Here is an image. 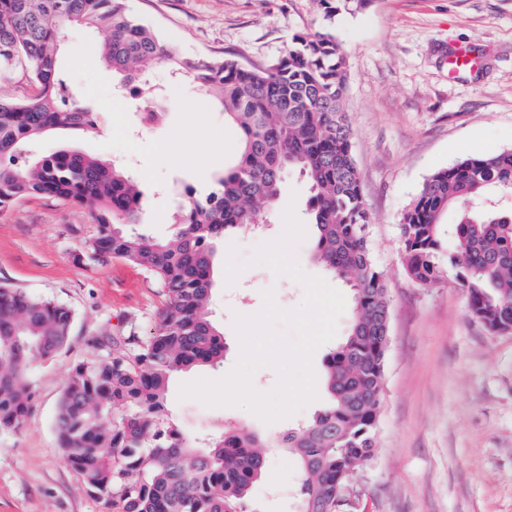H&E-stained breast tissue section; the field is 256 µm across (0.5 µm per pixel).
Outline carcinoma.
Segmentation results:
<instances>
[{"instance_id": "1", "label": "carcinoma", "mask_w": 512, "mask_h": 512, "mask_svg": "<svg viewBox=\"0 0 512 512\" xmlns=\"http://www.w3.org/2000/svg\"><path fill=\"white\" fill-rule=\"evenodd\" d=\"M106 34L95 57L125 88L166 64L178 79L210 93L241 135L239 160L209 193L185 188L177 234L157 241L133 231L142 193L118 163L79 151L48 156L29 146L54 129H96V112L70 104L59 49L64 30ZM288 53L263 66L186 54L127 13L125 0H0V79L22 76L27 89L0 95V211L49 197L94 213L82 256L118 260L150 274L163 306L147 336H127L112 359L71 368L55 421L67 465L108 512H246L266 465L262 449L285 448L299 465L302 512H336L355 470L372 456L383 402L389 336L384 273L370 247L371 217L343 107L346 60L324 30L293 38ZM146 122L159 98H141ZM310 185L315 257L352 291L345 341L325 359L328 405L273 441L243 428L192 439L167 407L171 378L224 362V337L210 308L214 242L232 229L254 230L279 197L285 173ZM512 196V149L468 156L432 173L401 217L403 265L418 285L453 272L470 314L489 332L512 329V210H473L480 195ZM456 219L445 246L441 219ZM74 319L65 304L0 284V432L18 429L33 403V357H54Z\"/></svg>"}]
</instances>
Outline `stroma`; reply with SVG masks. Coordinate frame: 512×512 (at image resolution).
I'll return each instance as SVG.
<instances>
[{"mask_svg": "<svg viewBox=\"0 0 512 512\" xmlns=\"http://www.w3.org/2000/svg\"><path fill=\"white\" fill-rule=\"evenodd\" d=\"M131 16L165 42L205 58L264 65L285 53L294 35L332 29L346 58L345 109L352 150L372 217L371 247L390 299V341L384 402L371 458L354 474L355 512H512V331L493 334L471 317L453 274L421 286L401 262L398 224L427 177L454 161L512 149V0H368L325 19L319 0H126ZM97 32L72 27L60 65L74 102L97 112L95 131H55L38 150H78L116 161L143 192L137 232L163 241L176 229L186 187L209 189L241 153L237 128L203 91L157 66L150 83L162 116L147 125L136 95L119 96L111 72L69 48L99 42ZM467 45L477 64L450 72L448 55ZM281 197L293 200L306 237L301 269L326 279L313 259L316 229L308 222L309 184L288 172ZM274 207L264 232L235 230L217 245L213 263L214 319L224 336V363L198 367L170 382L168 407L189 436L243 426L272 439L310 420L328 400L324 360L349 330L344 311L333 339L313 354L316 400L271 423L237 406H208L180 395L183 384L218 380L235 367V315L252 316L263 293L295 308L303 286L252 264L258 244L283 232ZM96 226L86 208L29 197L0 212V283L50 299L74 312L67 345L53 358L34 359L35 391L24 425L0 433V512H102L81 476L59 456L54 428L71 367L111 358L123 336L146 335L163 298L144 270L120 261L74 259ZM248 264L227 284L229 248ZM265 471L248 512H300V472L285 449L268 448Z\"/></svg>", "mask_w": 512, "mask_h": 512, "instance_id": "obj_1", "label": "stroma"}]
</instances>
